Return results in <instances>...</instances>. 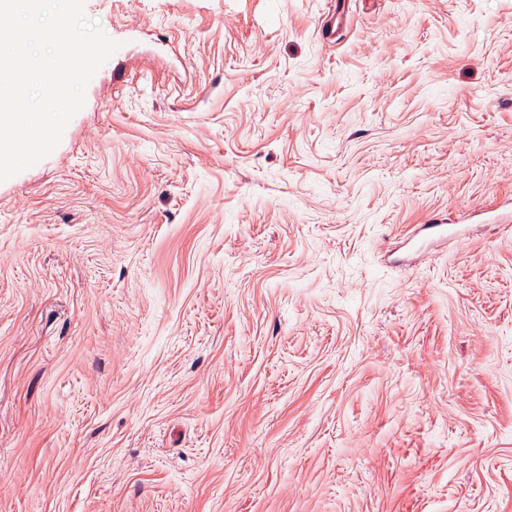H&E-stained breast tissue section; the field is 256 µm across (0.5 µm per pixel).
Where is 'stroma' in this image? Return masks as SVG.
Listing matches in <instances>:
<instances>
[{"label":"stroma","mask_w":512,"mask_h":512,"mask_svg":"<svg viewBox=\"0 0 512 512\" xmlns=\"http://www.w3.org/2000/svg\"><path fill=\"white\" fill-rule=\"evenodd\" d=\"M84 11L0 182V512H512V0Z\"/></svg>","instance_id":"35a3bbf8"}]
</instances>
